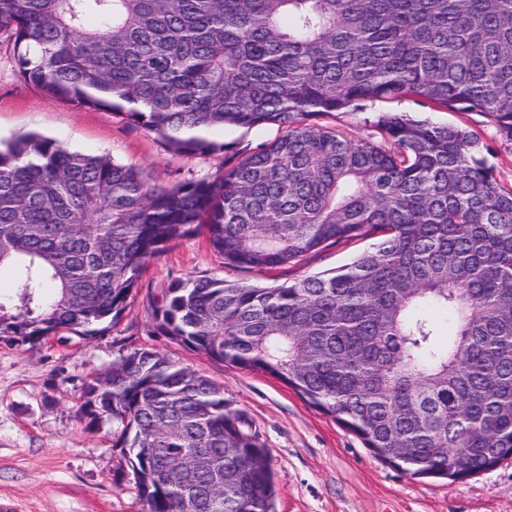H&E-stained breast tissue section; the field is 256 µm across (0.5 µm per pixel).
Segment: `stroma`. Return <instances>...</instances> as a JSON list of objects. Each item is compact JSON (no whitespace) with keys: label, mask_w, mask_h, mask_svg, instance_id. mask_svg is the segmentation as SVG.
Wrapping results in <instances>:
<instances>
[{"label":"stroma","mask_w":512,"mask_h":512,"mask_svg":"<svg viewBox=\"0 0 512 512\" xmlns=\"http://www.w3.org/2000/svg\"><path fill=\"white\" fill-rule=\"evenodd\" d=\"M404 112L463 125L491 149L498 180L512 185V151L501 147L491 119L478 112L421 106L415 98L374 101L335 112L323 124L357 137L374 135L381 112ZM38 130L88 155H107L140 169L149 183L214 178L224 147H256L281 135L274 125L207 131L211 153L176 154L159 136L115 110L53 100L16 73L14 43L0 31V138ZM357 239L309 254L276 277L224 263L204 236L173 243L150 260L121 321L94 336L61 332L31 344L0 337V504L13 512H141L132 467L106 421L87 427L78 415L86 385L122 355L146 347L223 385L231 408L245 414L268 452L277 488L275 512H512V459L462 482L416 478L375 457L333 417L259 371L214 362L159 335L153 303L175 280L217 277L271 286L330 271L370 249Z\"/></svg>","instance_id":"1"}]
</instances>
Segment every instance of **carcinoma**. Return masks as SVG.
Segmentation results:
<instances>
[{"mask_svg":"<svg viewBox=\"0 0 512 512\" xmlns=\"http://www.w3.org/2000/svg\"><path fill=\"white\" fill-rule=\"evenodd\" d=\"M2 29L24 83L121 110L174 153L214 150L207 129L283 133L170 187L35 132L0 146L1 337L113 326L149 259L201 230L261 272L375 238L274 287L174 281L155 329L282 380L413 477L512 458V187L463 127L384 112L377 142L315 122L409 96L490 116L512 148V0H0ZM78 414L115 424L143 512H274L259 434L161 353L121 356Z\"/></svg>","mask_w":512,"mask_h":512,"instance_id":"cac0c4a2","label":"carcinoma"}]
</instances>
